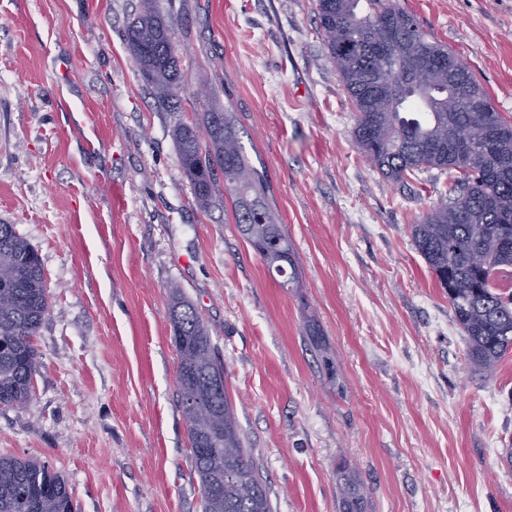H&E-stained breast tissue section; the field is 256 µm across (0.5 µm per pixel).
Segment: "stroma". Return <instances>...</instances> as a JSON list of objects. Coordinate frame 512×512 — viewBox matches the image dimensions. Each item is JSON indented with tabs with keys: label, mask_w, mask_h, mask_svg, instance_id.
Returning a JSON list of instances; mask_svg holds the SVG:
<instances>
[{
	"label": "stroma",
	"mask_w": 512,
	"mask_h": 512,
	"mask_svg": "<svg viewBox=\"0 0 512 512\" xmlns=\"http://www.w3.org/2000/svg\"><path fill=\"white\" fill-rule=\"evenodd\" d=\"M512 118V0H398ZM139 0H0V222L37 250L50 311L31 398L0 410V455L62 475L76 512H201L168 318L179 287L224 362L274 512H512V355L472 372L411 226L448 172L386 180L316 0H158L188 80L149 95L125 40ZM236 112L295 253L285 288L231 203L200 211L173 127ZM315 321L325 352L306 338ZM341 490V512H365L366 495L364 486L346 470L339 472Z\"/></svg>",
	"instance_id": "obj_1"
}]
</instances>
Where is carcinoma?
<instances>
[{
    "mask_svg": "<svg viewBox=\"0 0 512 512\" xmlns=\"http://www.w3.org/2000/svg\"><path fill=\"white\" fill-rule=\"evenodd\" d=\"M317 17L357 121L354 139L387 180L404 183L423 168L457 173L445 203L411 227L418 253L448 295L479 373L512 350V294L495 277L512 268V122L495 111L466 66L448 85L442 70L456 55L431 41L397 0H317ZM126 38L154 100L182 111L186 82L166 17L140 0ZM478 124L485 146L452 145L455 126ZM234 113L212 108L172 129L180 168L200 210L225 191L242 235L282 286L298 282L292 245L271 204L270 186L240 142ZM224 189H219V185ZM50 306L40 257L13 224H0V405L19 406L33 392L40 365L34 343ZM169 321L178 352L177 387L201 512H273L262 468L246 448L227 391L202 392L224 376L207 327L178 287ZM341 512H365L364 486L339 472ZM0 512H75L65 479L33 459L0 456Z\"/></svg>",
    "mask_w": 512,
    "mask_h": 512,
    "instance_id": "obj_1",
    "label": "carcinoma"
}]
</instances>
